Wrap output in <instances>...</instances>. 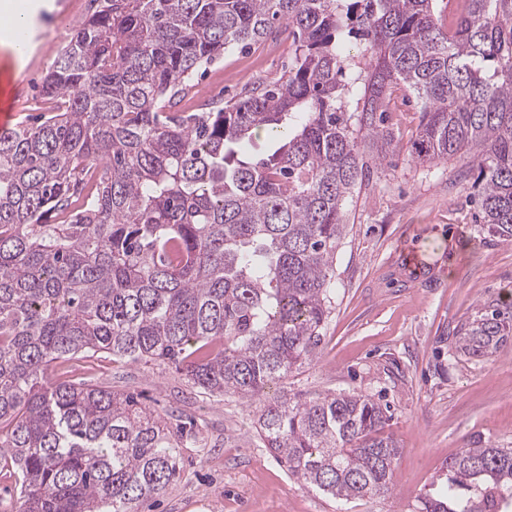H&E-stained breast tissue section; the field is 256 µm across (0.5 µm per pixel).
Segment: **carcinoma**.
<instances>
[{
	"mask_svg": "<svg viewBox=\"0 0 512 512\" xmlns=\"http://www.w3.org/2000/svg\"><path fill=\"white\" fill-rule=\"evenodd\" d=\"M49 67L57 114L0 131V473L18 512H137L180 474V437L130 394L48 384L75 354L171 363L260 398L318 357L336 247L393 89L415 159L477 167L479 218L512 240V0H92ZM288 31V70L217 109L172 112L224 52ZM356 51L350 52L349 42ZM279 143L246 157L260 137ZM52 212L65 215L48 223ZM512 343V301L462 322L458 354ZM359 394H284L257 432L341 502L384 495L398 444ZM416 512H508L512 448H467Z\"/></svg>",
	"mask_w": 512,
	"mask_h": 512,
	"instance_id": "cac0c4a2",
	"label": "carcinoma"
}]
</instances>
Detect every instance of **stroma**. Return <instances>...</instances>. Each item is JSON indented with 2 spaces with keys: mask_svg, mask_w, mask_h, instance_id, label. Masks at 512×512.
Returning a JSON list of instances; mask_svg holds the SVG:
<instances>
[{
  "mask_svg": "<svg viewBox=\"0 0 512 512\" xmlns=\"http://www.w3.org/2000/svg\"><path fill=\"white\" fill-rule=\"evenodd\" d=\"M37 2L35 48L24 64L0 45V71L17 87L15 111L26 123L49 112L41 86L57 40L72 37L94 9L91 0L78 13ZM290 52L287 39L270 37L260 52L225 53L199 77V98H237L245 85L279 76ZM418 123L414 98H398L386 114L394 135L386 162L374 165L366 151L369 173L336 248V301L320 354L281 385L305 396L358 392L386 405L383 433L400 447L390 493L343 503L310 490L264 447L256 402L204 393L170 365L105 354L51 363L48 382L91 378L137 394L168 421H193L197 436L183 445L179 478L139 512H413L443 481L446 459L467 448H512V345L461 360L443 342L485 302L512 292V240L480 224L476 169L412 159Z\"/></svg>",
  "mask_w": 512,
  "mask_h": 512,
  "instance_id": "obj_1",
  "label": "stroma"
}]
</instances>
